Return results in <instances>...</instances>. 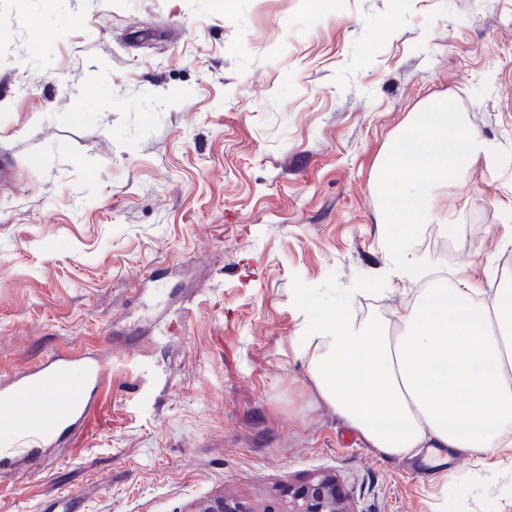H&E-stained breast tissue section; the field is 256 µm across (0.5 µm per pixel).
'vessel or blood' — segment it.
Wrapping results in <instances>:
<instances>
[{"mask_svg":"<svg viewBox=\"0 0 512 512\" xmlns=\"http://www.w3.org/2000/svg\"><path fill=\"white\" fill-rule=\"evenodd\" d=\"M106 368L99 356L58 355L14 372L0 383V466L30 454L60 429L85 422L105 402Z\"/></svg>","mask_w":512,"mask_h":512,"instance_id":"vessel-or-blood-1","label":"vessel or blood"}]
</instances>
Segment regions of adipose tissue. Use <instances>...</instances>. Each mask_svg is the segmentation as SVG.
<instances>
[{
    "mask_svg": "<svg viewBox=\"0 0 512 512\" xmlns=\"http://www.w3.org/2000/svg\"><path fill=\"white\" fill-rule=\"evenodd\" d=\"M357 314L352 301L304 313L297 354L317 397L369 447L477 463L512 447L511 288H432L394 327Z\"/></svg>",
    "mask_w": 512,
    "mask_h": 512,
    "instance_id": "obj_1",
    "label": "adipose tissue"
}]
</instances>
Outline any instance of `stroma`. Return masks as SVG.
<instances>
[{
  "mask_svg": "<svg viewBox=\"0 0 512 512\" xmlns=\"http://www.w3.org/2000/svg\"><path fill=\"white\" fill-rule=\"evenodd\" d=\"M441 98L512 151V0H0V377L103 351L110 384L0 472V512H282L320 473L349 512H512L511 448L382 457L295 352L302 308L392 324L413 300L377 163ZM434 203L430 281L512 280V160ZM190 512H253L247 509L242 502L229 499L224 495L204 499L196 504Z\"/></svg>",
  "mask_w": 512,
  "mask_h": 512,
  "instance_id": "35a3bbf8",
  "label": "stroma"
}]
</instances>
